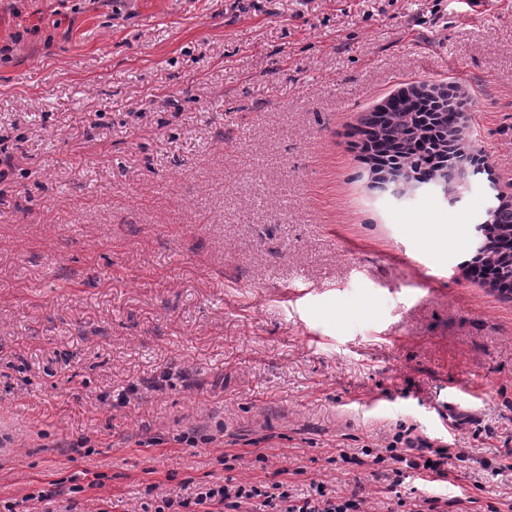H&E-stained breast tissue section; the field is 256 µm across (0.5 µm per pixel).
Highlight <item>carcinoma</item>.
<instances>
[{
    "label": "carcinoma",
    "mask_w": 512,
    "mask_h": 512,
    "mask_svg": "<svg viewBox=\"0 0 512 512\" xmlns=\"http://www.w3.org/2000/svg\"><path fill=\"white\" fill-rule=\"evenodd\" d=\"M464 104L439 89L436 94H400L372 112L360 129L366 157L372 165L405 180L430 184L454 168L458 153L448 141V114ZM468 271L489 288L512 294V201L505 200L485 228L484 248L473 254Z\"/></svg>",
    "instance_id": "cac0c4a2"
}]
</instances>
